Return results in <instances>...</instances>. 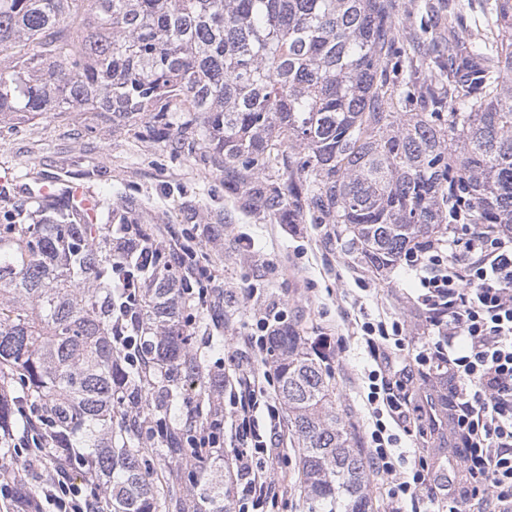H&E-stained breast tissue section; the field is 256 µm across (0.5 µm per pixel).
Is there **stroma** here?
Returning a JSON list of instances; mask_svg holds the SVG:
<instances>
[{"mask_svg": "<svg viewBox=\"0 0 512 512\" xmlns=\"http://www.w3.org/2000/svg\"><path fill=\"white\" fill-rule=\"evenodd\" d=\"M494 0H400L406 35L430 28L485 32ZM13 168L22 186L46 179L78 177L109 205L132 209L140 223L165 225L193 248L199 266L211 273L207 300L212 319L197 336H220L224 373L242 368L264 372L263 354L247 348L259 315L282 313L309 340L328 335L343 341L331 361L336 404L362 442L371 421L364 375L373 366L356 326L368 316L406 322V348L394 367L410 365L409 348L426 334L417 306V279L405 262L377 272L367 268L342 236H325L310 218L286 224L224 186L215 155L175 154L144 127H123L98 113L75 119L46 112L0 115V168ZM269 467L278 488L263 512H305L297 489L299 455L289 434L276 442Z\"/></svg>", "mask_w": 512, "mask_h": 512, "instance_id": "obj_1", "label": "stroma"}]
</instances>
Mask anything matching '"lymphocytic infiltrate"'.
Instances as JSON below:
<instances>
[{
    "label": "lymphocytic infiltrate",
    "mask_w": 512,
    "mask_h": 512,
    "mask_svg": "<svg viewBox=\"0 0 512 512\" xmlns=\"http://www.w3.org/2000/svg\"><path fill=\"white\" fill-rule=\"evenodd\" d=\"M406 264L419 286L417 303L428 329L412 351L419 369L447 368L453 383L451 419L463 450L459 462L471 490L462 493L452 477L432 475L419 457L398 452V432L409 417L388 351L402 348V323L364 318L361 338L377 367L367 375L366 401L374 422L365 437L372 471L383 478L390 512L404 505L444 502L459 512L464 496L489 502L490 512H512V237L488 224H452L447 238L411 253ZM236 429L245 446L235 454L237 473L252 508L277 496L256 455H271L282 430L266 390L251 373L233 385ZM27 464L39 470V497L0 488L9 512H94L95 506L72 483L65 467L51 466L41 448L27 449Z\"/></svg>",
    "instance_id": "1"
}]
</instances>
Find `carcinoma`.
<instances>
[{
    "label": "carcinoma",
    "mask_w": 512,
    "mask_h": 512,
    "mask_svg": "<svg viewBox=\"0 0 512 512\" xmlns=\"http://www.w3.org/2000/svg\"><path fill=\"white\" fill-rule=\"evenodd\" d=\"M398 0H0V115L110 112L164 145L201 135L233 193L337 224L380 271L447 233L512 228V0L494 31L399 42ZM83 17L72 37L69 19ZM180 124L172 130L173 113ZM283 187L264 185L270 160ZM0 214V428L22 424L109 512H233L224 449L200 448L224 373L199 349L167 244L133 214ZM307 512H376L330 366L271 335ZM163 479L157 470L170 464ZM0 473L33 494L24 470Z\"/></svg>",
    "instance_id": "obj_1"
}]
</instances>
